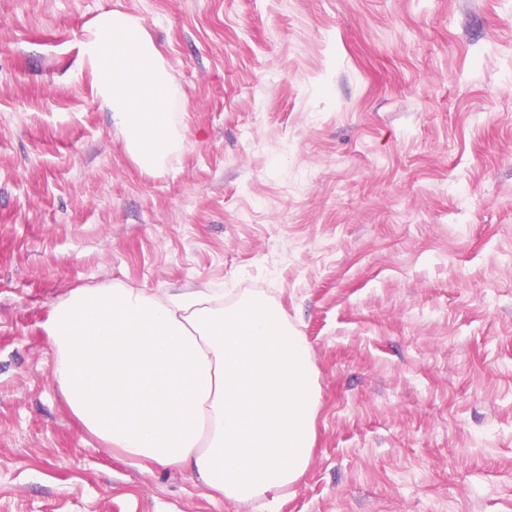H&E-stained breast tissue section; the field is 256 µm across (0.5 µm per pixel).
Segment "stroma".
I'll return each mask as SVG.
<instances>
[{"instance_id":"1","label":"stroma","mask_w":512,"mask_h":512,"mask_svg":"<svg viewBox=\"0 0 512 512\" xmlns=\"http://www.w3.org/2000/svg\"><path fill=\"white\" fill-rule=\"evenodd\" d=\"M111 8L185 95L151 175L79 64ZM113 283L283 311L299 481L238 503L85 428L45 324ZM0 512H512V0H0Z\"/></svg>"}]
</instances>
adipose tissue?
I'll return each mask as SVG.
<instances>
[{
  "instance_id": "adipose-tissue-1",
  "label": "adipose tissue",
  "mask_w": 512,
  "mask_h": 512,
  "mask_svg": "<svg viewBox=\"0 0 512 512\" xmlns=\"http://www.w3.org/2000/svg\"><path fill=\"white\" fill-rule=\"evenodd\" d=\"M81 64L95 100L143 171L184 147V93L141 20L107 10L85 23ZM51 373L87 430L131 463L177 468L236 501L294 484L318 414L310 351L261 296L228 306L212 288L163 294L76 288L46 324Z\"/></svg>"
}]
</instances>
